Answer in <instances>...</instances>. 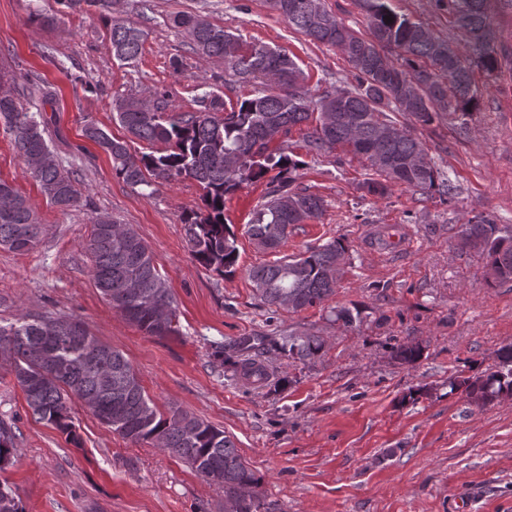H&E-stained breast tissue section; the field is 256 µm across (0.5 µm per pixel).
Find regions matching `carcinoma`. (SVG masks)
Instances as JSON below:
<instances>
[{
  "label": "carcinoma",
  "instance_id": "cac0c4a2",
  "mask_svg": "<svg viewBox=\"0 0 512 512\" xmlns=\"http://www.w3.org/2000/svg\"><path fill=\"white\" fill-rule=\"evenodd\" d=\"M70 10L83 5L116 11L121 0H57ZM273 10L311 41L342 46L355 70L356 85L309 99L304 72L287 54L266 44L242 48L241 37L211 23L199 14L178 13L171 24L182 29L190 48L203 59L231 57L239 80L258 83L250 98L226 104L213 92L200 96L196 112L165 115V106H141L136 97L115 103L114 119L134 138L161 143L166 150L133 156L125 140L89 123L83 136L112 158L113 171L131 187H149L154 179L196 181L202 190L203 209L182 218L188 246L195 261L219 277L236 272L237 238L224 222V202L243 184L257 182L271 171L262 202L253 212L247 234L260 247L276 249L288 229L319 217L324 200L317 194L292 188L296 172L305 162L295 155L271 149V144L292 128L317 124L304 134L307 153L320 155L342 147L369 162L376 177L364 182L367 191L384 196L390 184H400L428 194L435 189L450 192L449 180L427 161L422 141L400 128L386 113L393 106L422 126L442 117H466L476 104L471 67L448 60L449 46L424 25L396 13L389 0H365L370 37L359 36L323 0H269ZM490 0H448L458 28L472 33L474 64L491 72L498 68L492 47ZM393 18L389 22L385 17ZM142 30L133 22L112 18V56L133 63L141 54ZM30 96L43 102L54 94L38 77L28 76L22 85ZM222 110L224 117L213 113ZM40 113L24 107L12 90L0 95V121L24 162L51 152L47 127ZM51 205L65 211L83 201V193L71 168L57 160L30 173ZM0 248L26 252L41 240L43 227L28 199L10 182L0 180ZM463 244L478 250L485 260L490 284L512 282V237L502 236L499 225L479 215L464 225ZM96 288L111 287L103 298L147 336L177 333L174 299L154 265L148 245L129 224L98 213L92 218L88 241ZM348 246L337 238L309 248L297 256H284L249 269L248 277L260 299L269 307L298 313L321 306L335 294L337 266ZM335 321L350 327L361 321L359 308L336 307ZM71 316L20 317L0 326V357L10 362L28 407L37 419L52 425L65 439L79 446L81 437L70 401L90 402L98 419L112 417V430L138 444L151 443L185 461L202 477L224 486V512H261L255 472L240 454L234 440L211 423L178 407L160 411L145 393L124 354L100 342L88 329L77 342L70 331ZM320 336H238L224 344V362L243 379L264 386L269 377L262 360L277 351L293 361H305L323 348ZM394 356L412 364L422 356L418 342L398 346ZM498 369L490 374L448 379L450 392L462 391L493 402L512 394V345L498 351ZM14 434L0 422V470L12 464ZM0 512H24L12 491L0 485Z\"/></svg>",
  "mask_w": 512,
  "mask_h": 512
}]
</instances>
